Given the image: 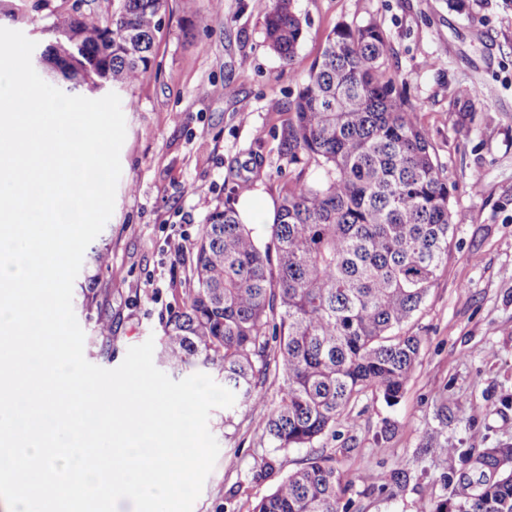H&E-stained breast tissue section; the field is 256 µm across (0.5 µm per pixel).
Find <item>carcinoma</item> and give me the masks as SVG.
<instances>
[{"instance_id": "1", "label": "carcinoma", "mask_w": 512, "mask_h": 512, "mask_svg": "<svg viewBox=\"0 0 512 512\" xmlns=\"http://www.w3.org/2000/svg\"><path fill=\"white\" fill-rule=\"evenodd\" d=\"M168 0H112L103 19L72 15L52 0H31L47 24L45 69L75 81L90 96L119 92L149 78ZM265 35L280 59L294 64L305 37L294 0H273ZM392 48L372 22L337 25L326 37L289 103L284 133L288 161L323 170L313 182L288 186L272 224H244L234 202L211 210L189 258L193 287L163 322L162 363L174 372L215 370L238 409L266 405L262 388L282 382L280 401L258 415L273 451L257 461L259 483L278 470V453L312 448L341 411L371 390L394 404L419 359L420 339L405 330L440 272L460 215L453 186L433 153L416 108L390 71ZM475 86L456 112L474 111ZM108 246L96 249L82 289L109 267ZM464 468L448 483L468 492L420 512H512V446L477 457L430 437ZM351 475L314 455L282 477L254 512H346L339 490Z\"/></svg>"}]
</instances>
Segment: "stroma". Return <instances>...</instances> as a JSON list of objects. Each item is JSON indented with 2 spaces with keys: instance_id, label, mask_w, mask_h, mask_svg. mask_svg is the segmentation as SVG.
I'll return each instance as SVG.
<instances>
[{
  "instance_id": "35a3bbf8",
  "label": "stroma",
  "mask_w": 512,
  "mask_h": 512,
  "mask_svg": "<svg viewBox=\"0 0 512 512\" xmlns=\"http://www.w3.org/2000/svg\"><path fill=\"white\" fill-rule=\"evenodd\" d=\"M270 6L223 0L217 12L212 0H169L156 76L120 94L122 173L96 239L112 260L98 274L93 306L73 304L84 355L113 369L129 347L160 335L190 286L188 257L205 217L231 186L250 182L260 200L275 202L288 183L322 177L288 161L287 105L337 24L376 23L463 220L408 326L421 346L402 398L361 395L313 449L352 474L341 492L347 512H418L455 491L451 464L427 447L428 434L474 455L512 445V0H473L463 11L448 0H295L305 37L291 66L265 42ZM209 12V27L192 24L193 14ZM475 85L484 95L474 112H453L455 98ZM173 237L183 242L177 255ZM100 321L112 325L107 357L91 342ZM223 417L220 408L209 417L220 451L193 512H252L272 489L251 477L269 451L261 429L243 411L231 427ZM310 450L283 453L282 472Z\"/></svg>"
}]
</instances>
